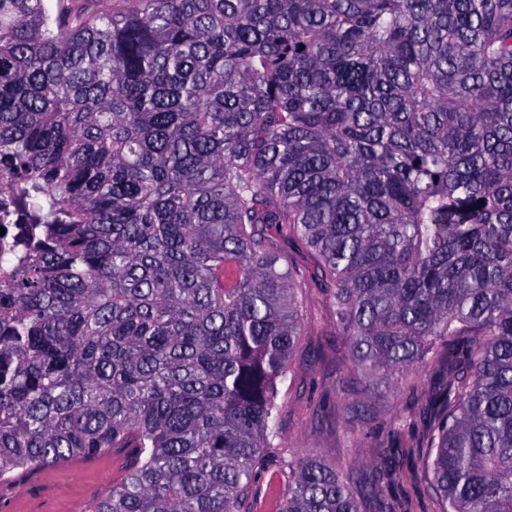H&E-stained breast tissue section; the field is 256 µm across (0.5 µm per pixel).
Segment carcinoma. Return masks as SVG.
Returning a JSON list of instances; mask_svg holds the SVG:
<instances>
[{
  "label": "carcinoma",
  "mask_w": 512,
  "mask_h": 512,
  "mask_svg": "<svg viewBox=\"0 0 512 512\" xmlns=\"http://www.w3.org/2000/svg\"><path fill=\"white\" fill-rule=\"evenodd\" d=\"M0 0V482L123 457L90 512H250L304 244L354 366L445 355L441 512H512V0ZM276 512H360L290 458ZM5 234L0 235V277L1 270H8L14 261V244L18 236V227L14 224H5L2 226Z\"/></svg>",
  "instance_id": "obj_1"
}]
</instances>
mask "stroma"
I'll return each mask as SVG.
<instances>
[{
	"instance_id": "35a3bbf8",
	"label": "stroma",
	"mask_w": 512,
	"mask_h": 512,
	"mask_svg": "<svg viewBox=\"0 0 512 512\" xmlns=\"http://www.w3.org/2000/svg\"><path fill=\"white\" fill-rule=\"evenodd\" d=\"M278 245L306 287L303 334L280 386L278 456L312 451L353 485L374 481L376 493L362 498V512H438L422 456L424 407L443 377L442 364L372 385L352 366L312 253L292 240ZM121 475L109 455L36 470L17 479L15 512H88Z\"/></svg>"
}]
</instances>
